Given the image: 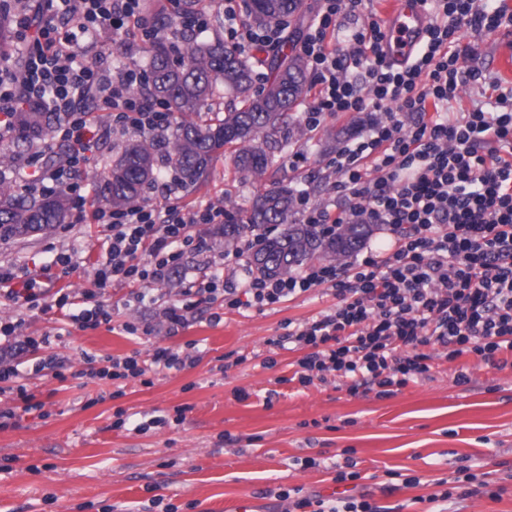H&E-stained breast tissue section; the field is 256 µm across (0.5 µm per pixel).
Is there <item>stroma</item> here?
<instances>
[{
    "label": "stroma",
    "instance_id": "35a3bbf8",
    "mask_svg": "<svg viewBox=\"0 0 512 512\" xmlns=\"http://www.w3.org/2000/svg\"><path fill=\"white\" fill-rule=\"evenodd\" d=\"M356 113L326 119L306 143L292 146L284 174L312 201L331 198L335 177L330 153L320 144L326 130L350 126ZM256 188L243 182L230 157L219 158L198 185L177 190L182 202H232L250 211ZM208 250L190 255L169 282L160 284L157 304L129 300L128 288L112 286L103 300L112 321L80 329L59 311L42 312L0 297V322L24 319V335L49 336L61 365L34 372L38 352L16 357L22 380L42 401L40 410L21 415L0 429V512H160L154 499L178 512H233L247 493L262 512H286L280 490L300 487L310 495L333 498L343 492L334 481L336 465L354 459L367 494L381 512H428L426 496L438 478L457 477L460 468L484 476L497 499L476 494L448 503L447 512H512V368H496L475 354L448 359L443 348L428 347L430 371L394 395L350 394L348 380L331 377L303 386L292 381L296 350L270 346L287 323H300L329 310L332 291L316 290L257 311L225 310L199 302L189 325L169 335L164 307L179 292L202 282L212 261L224 257V239L200 226ZM98 224L57 225L50 233L0 241V266L30 273L47 295L67 288H94V265L102 253ZM76 256L70 274L53 260ZM220 314L213 322L212 314ZM150 322L152 335H130L125 322ZM195 343L197 362L182 370H150L145 379L92 378L90 366L107 357L148 355L156 346L180 349ZM236 352L245 363L226 368L224 356ZM467 383H458L459 374ZM245 399H237V392ZM176 426L138 431L143 417L174 415ZM124 427H116L118 416ZM312 457L315 468L294 465ZM418 477V486L391 491L387 471Z\"/></svg>",
    "mask_w": 512,
    "mask_h": 512
}]
</instances>
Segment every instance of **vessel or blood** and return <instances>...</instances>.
Wrapping results in <instances>:
<instances>
[{
	"instance_id": "1",
	"label": "vessel or blood",
	"mask_w": 512,
	"mask_h": 512,
	"mask_svg": "<svg viewBox=\"0 0 512 512\" xmlns=\"http://www.w3.org/2000/svg\"><path fill=\"white\" fill-rule=\"evenodd\" d=\"M380 24L385 34L386 61L395 66L405 65L425 36L427 13L423 0H392Z\"/></svg>"
}]
</instances>
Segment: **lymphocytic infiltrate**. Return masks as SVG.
Returning a JSON list of instances; mask_svg holds the SVG:
<instances>
[{"label":"lymphocytic infiltrate","instance_id":"f902f5d3","mask_svg":"<svg viewBox=\"0 0 512 512\" xmlns=\"http://www.w3.org/2000/svg\"><path fill=\"white\" fill-rule=\"evenodd\" d=\"M5 2L19 36L13 52L0 54V141L13 135L20 113L60 115L54 133L67 152L59 163L46 166L33 153L17 159L12 174L29 190L49 182L67 189L78 221L106 228L94 288L78 295L58 289L51 303L79 328L94 329L112 320L101 288L127 284L133 300L144 302L185 252H205L196 225L230 222L234 215L178 201L106 209L74 180L94 162L104 131L154 136L170 123L166 109L144 94L139 66L106 70L89 60L106 32L137 31L146 43L174 39V29L150 20L145 0ZM425 2L426 35L405 67L386 64L375 14L339 38L346 17L364 14L365 0H322L300 48L314 75L308 130L328 116L381 113L330 161L334 202L301 197L304 221L381 224L388 243L345 266L317 264L277 279L250 275L231 286L219 266L205 283L183 291L228 310L264 311L328 286L334 308L269 340L302 350L293 378L303 386L334 375L349 380L350 393L387 397L429 372L426 346L446 348L452 360L475 353L501 369L512 353V111L503 109L512 87L500 88L496 111L448 112L461 85L487 80L482 71L463 70L461 59L475 53L464 35L511 26L512 13L492 0ZM224 20L225 43L241 53L279 40L276 30L246 23L239 0H225ZM18 377L17 365L0 355V382H12L18 403L0 410V429L42 407ZM278 496L293 512H380L363 495L325 500L295 487Z\"/></svg>","mask_w":512,"mask_h":512}]
</instances>
